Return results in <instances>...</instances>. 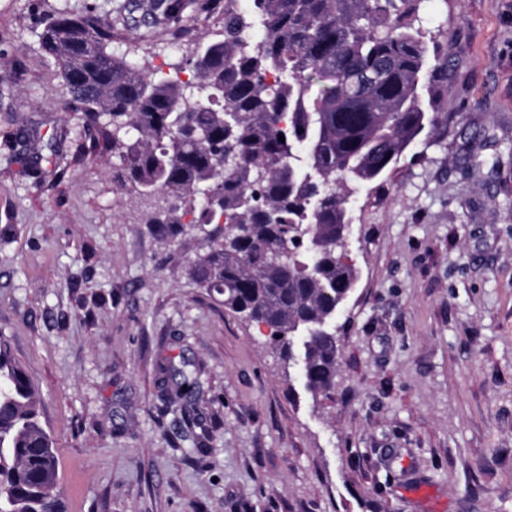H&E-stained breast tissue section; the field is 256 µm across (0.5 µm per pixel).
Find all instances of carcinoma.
<instances>
[{"label":"carcinoma","instance_id":"carcinoma-1","mask_svg":"<svg viewBox=\"0 0 512 512\" xmlns=\"http://www.w3.org/2000/svg\"><path fill=\"white\" fill-rule=\"evenodd\" d=\"M424 2L224 0L221 30L202 37L185 82L112 53L96 17L53 15L41 33L82 112L80 152L103 141L125 172L121 189L157 191L146 223L170 241L194 232L192 282L267 328L285 373L314 398L334 386L336 316L358 279L344 248L346 200L425 125L448 122L422 104ZM210 8L124 0L115 25L150 38L189 11L209 19ZM168 372L177 395L194 392L196 377ZM39 417L36 387L1 339L0 512H67Z\"/></svg>","mask_w":512,"mask_h":512}]
</instances>
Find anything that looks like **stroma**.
Here are the masks:
<instances>
[{
  "mask_svg": "<svg viewBox=\"0 0 512 512\" xmlns=\"http://www.w3.org/2000/svg\"><path fill=\"white\" fill-rule=\"evenodd\" d=\"M117 2L0 0V338L40 393L69 512H512V0L425 4L450 120L346 203L358 280L316 399L188 279L195 241L146 224L117 158L55 170L81 127L44 22ZM216 28L109 48L172 77ZM171 364L192 396L172 398Z\"/></svg>",
  "mask_w": 512,
  "mask_h": 512,
  "instance_id": "obj_1",
  "label": "stroma"
}]
</instances>
